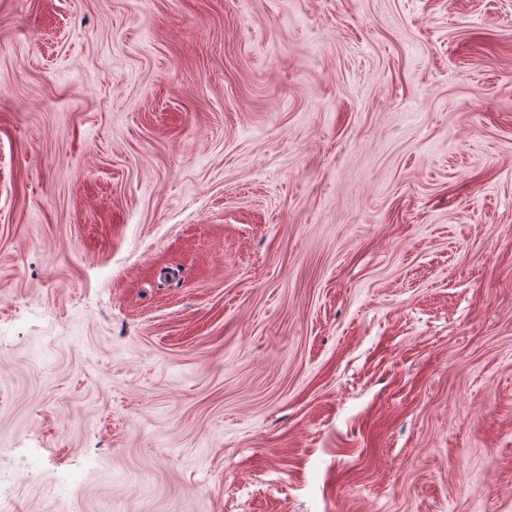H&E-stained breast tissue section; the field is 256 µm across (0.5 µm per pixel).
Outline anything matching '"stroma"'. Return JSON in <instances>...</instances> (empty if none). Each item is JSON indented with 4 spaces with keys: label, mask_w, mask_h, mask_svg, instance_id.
<instances>
[{
    "label": "stroma",
    "mask_w": 512,
    "mask_h": 512,
    "mask_svg": "<svg viewBox=\"0 0 512 512\" xmlns=\"http://www.w3.org/2000/svg\"><path fill=\"white\" fill-rule=\"evenodd\" d=\"M0 497L512 512V0H0Z\"/></svg>",
    "instance_id": "obj_1"
}]
</instances>
